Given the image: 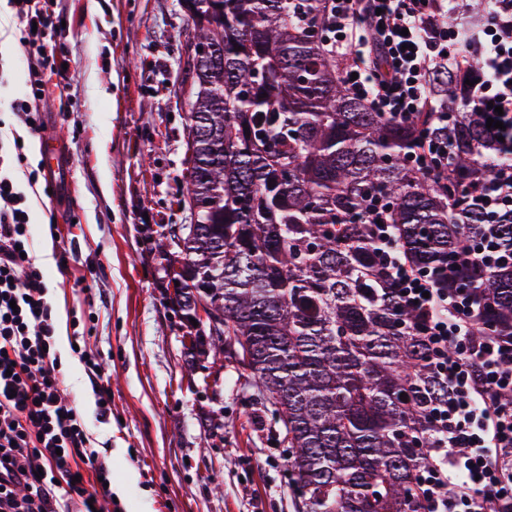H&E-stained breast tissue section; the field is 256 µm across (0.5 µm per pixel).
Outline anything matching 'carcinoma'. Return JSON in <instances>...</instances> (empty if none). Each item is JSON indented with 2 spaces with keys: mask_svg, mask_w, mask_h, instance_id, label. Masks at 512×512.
<instances>
[{
  "mask_svg": "<svg viewBox=\"0 0 512 512\" xmlns=\"http://www.w3.org/2000/svg\"><path fill=\"white\" fill-rule=\"evenodd\" d=\"M184 2L194 44L220 47L224 62L188 70L206 135L187 144L191 223L160 244L177 249L176 313L188 322L204 305L219 321L195 348L251 372L282 425L303 512H414L448 382L427 366L415 312L381 282L373 224L391 225L412 266L436 277L467 240L512 249V209L482 208L501 146L460 91L480 75L476 55L429 85L457 119L441 127L423 112L415 127L351 95L318 0ZM490 8L465 0L448 16L462 48ZM419 129L448 141V174L410 164ZM459 287L482 298L474 339L512 336V265Z\"/></svg>",
  "mask_w": 512,
  "mask_h": 512,
  "instance_id": "1",
  "label": "carcinoma"
}]
</instances>
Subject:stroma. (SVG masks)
Here are the masks:
<instances>
[{"label": "stroma", "instance_id": "obj_1", "mask_svg": "<svg viewBox=\"0 0 512 512\" xmlns=\"http://www.w3.org/2000/svg\"><path fill=\"white\" fill-rule=\"evenodd\" d=\"M66 22L51 41L64 68L47 79L42 111L71 156L77 222L49 223L57 202L37 138L16 127L28 93L21 20L0 10V120L25 141L32 255L50 288L61 390L82 415L110 472L121 512H302L281 425L235 360L193 357L167 303L173 286L159 240L186 224L183 168L194 35L182 0H51ZM79 341L104 372L89 380ZM217 373L202 387L206 366ZM112 393L100 417L93 389Z\"/></svg>", "mask_w": 512, "mask_h": 512}]
</instances>
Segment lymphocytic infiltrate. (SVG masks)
Masks as SVG:
<instances>
[{
  "instance_id": "obj_1",
  "label": "lymphocytic infiltrate",
  "mask_w": 512,
  "mask_h": 512,
  "mask_svg": "<svg viewBox=\"0 0 512 512\" xmlns=\"http://www.w3.org/2000/svg\"><path fill=\"white\" fill-rule=\"evenodd\" d=\"M24 27L19 43L29 60L28 99L13 110L30 134L42 127L39 103L44 77L56 73L45 39L62 19L44 0H5ZM333 51H346L343 70L352 94L394 121L429 113L433 122L454 121L447 104L428 96L427 76L462 48L439 0H321ZM482 76L466 98L483 118L502 107L496 129L512 156V0H493V11L472 45ZM26 156L22 145L0 140V512H92L81 470L108 477L87 449L84 421L61 397V359L55 346L49 287L30 257L27 193L16 177ZM378 251L401 302L422 316L414 332L431 347L429 363L448 382V401L432 411L440 438L420 474L415 512H502L512 504V341L474 340L479 308L454 287L456 270L488 272L512 261L489 244L463 245L441 278L416 271L377 228Z\"/></svg>"
}]
</instances>
